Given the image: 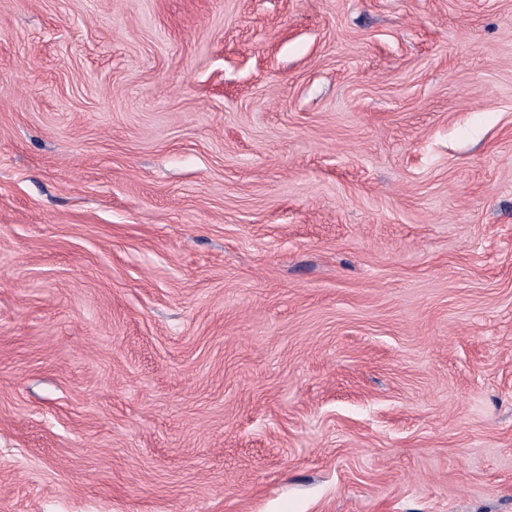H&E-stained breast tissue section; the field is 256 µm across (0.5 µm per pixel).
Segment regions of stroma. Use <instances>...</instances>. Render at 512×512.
Here are the masks:
<instances>
[{
    "mask_svg": "<svg viewBox=\"0 0 512 512\" xmlns=\"http://www.w3.org/2000/svg\"><path fill=\"white\" fill-rule=\"evenodd\" d=\"M0 512H512V0H0Z\"/></svg>",
    "mask_w": 512,
    "mask_h": 512,
    "instance_id": "1",
    "label": "stroma"
}]
</instances>
